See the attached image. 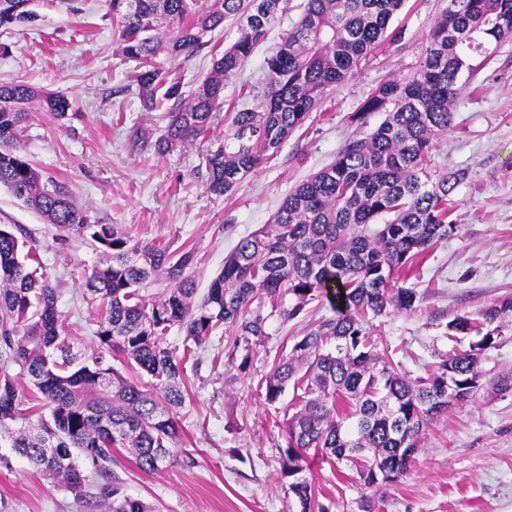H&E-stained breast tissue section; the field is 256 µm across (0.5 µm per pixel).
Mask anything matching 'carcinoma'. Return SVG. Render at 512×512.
Returning <instances> with one entry per match:
<instances>
[{"mask_svg":"<svg viewBox=\"0 0 512 512\" xmlns=\"http://www.w3.org/2000/svg\"><path fill=\"white\" fill-rule=\"evenodd\" d=\"M34 2L0 0V27L35 23ZM195 2L109 0L120 52L142 63L131 79L143 108L168 114L155 141L146 130L131 133L136 149L151 144L163 154L205 136L225 82L238 75L288 9V0H211L205 11ZM404 2L306 0L298 21L264 60V97L232 113L224 146L207 155L208 191L219 197L231 192L279 152L327 88L354 75L384 41H401L402 31L388 28ZM226 20L235 21L236 40L183 97L173 68L153 59L162 53L172 64L192 57ZM507 39L512 0H448L430 28L419 68L376 86L351 116L359 128L375 113L384 119L349 138L332 162L294 187L270 223L239 239L201 296L190 274L193 250L143 244L117 225L97 221L17 153L28 105L35 102L65 120L69 100L45 88L1 83L0 188L41 214L58 239L77 235L105 256L84 279L89 303L96 305L99 340L88 355L63 334L58 288L13 228L0 225V428L19 425L11 447L38 475L63 483L81 508L152 512L125 494L112 465L121 450L152 474L175 463L194 464L191 454L175 451L182 441L177 414L186 400L187 370L198 371L209 338L234 336L227 355L232 364L239 347L268 336L271 317L286 322L308 304L326 301L334 316L310 322L259 388L270 405L293 388L298 410L288 421L280 473L300 512L335 509L316 500L313 479L305 475L318 456L331 463L357 460L356 479L366 491L358 509L374 512L386 486L409 473L428 425L481 387V351L512 312V297H506L476 318L448 322L449 338L476 333L480 339L417 380L400 372L368 327L371 316L416 309L418 291L405 285L402 273L457 233L448 213L468 172L434 171L433 142L452 121L469 57ZM160 275L164 288L144 294ZM174 327L184 333L180 349L167 341ZM118 355L147 381L118 371L112 365ZM249 361L246 353L234 364L243 372ZM40 409L47 413L39 414L37 425L24 426ZM87 468L96 479H89Z\"/></svg>","mask_w":512,"mask_h":512,"instance_id":"cac0c4a2","label":"carcinoma"}]
</instances>
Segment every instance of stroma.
Here are the masks:
<instances>
[{"label": "stroma", "mask_w": 512, "mask_h": 512, "mask_svg": "<svg viewBox=\"0 0 512 512\" xmlns=\"http://www.w3.org/2000/svg\"><path fill=\"white\" fill-rule=\"evenodd\" d=\"M305 0H290L273 28L245 65L224 87V112L238 104L242 82L262 94L259 68L282 30L300 17ZM448 0H405L390 26L403 31L398 43H384L362 62L352 79L328 91L280 152L231 193L217 197L206 188L207 154L224 143V123L216 121L206 138L165 154L133 150L132 130L161 131V112L144 111L130 76L133 62L118 49L116 20L107 0H36L35 24L0 28V83H26L66 95L75 118L57 121L33 110L19 138L18 152L44 178L61 184L73 200L106 224H118L134 240L194 249L191 274L207 288L238 240L269 223L282 199L302 180L330 163L356 128L349 122L380 82L413 73L419 66L429 28ZM236 38L225 23L209 44L176 73L191 91L211 69L213 54ZM438 170L464 169L468 178L454 193L452 214L459 231L432 249L407 281L420 294L412 312L371 319L379 346L388 349L411 377H428L469 338L451 341L454 317L477 316L498 299L512 295V40L485 58L464 80L452 124L434 142ZM0 224L20 228L34 245L43 269L58 288L63 330L89 346L96 329L94 306L83 298L84 276L100 260L89 244L72 237L55 239L43 218L0 189ZM328 306L310 304L305 315L269 321V336L253 345L246 372L211 365L228 339L212 337L204 363L188 373V397L179 413L184 450L194 467L170 466L158 474L139 470L119 456L116 472L132 498L153 512H297L280 475V448L292 415L290 396L266 404L259 380L274 359L288 354L309 318L330 316ZM485 383L469 402L434 421L408 473L387 487L381 512H512V394L491 386L512 369V314L503 318L493 345L482 351ZM235 376L233 386L224 379ZM0 512H80L62 485L34 474L8 440H0ZM318 499L336 503V512H358L362 494L355 466L322 459L311 463Z\"/></svg>", "instance_id": "obj_1"}]
</instances>
